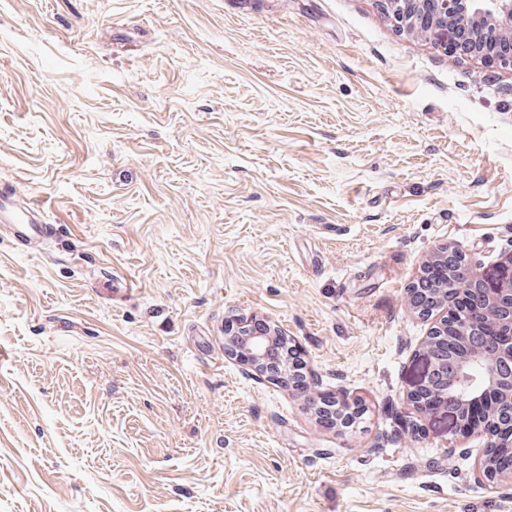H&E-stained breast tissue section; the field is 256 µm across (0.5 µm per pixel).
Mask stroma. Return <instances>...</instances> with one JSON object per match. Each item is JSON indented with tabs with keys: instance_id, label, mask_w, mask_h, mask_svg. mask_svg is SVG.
I'll list each match as a JSON object with an SVG mask.
<instances>
[{
	"instance_id": "stroma-1",
	"label": "stroma",
	"mask_w": 512,
	"mask_h": 512,
	"mask_svg": "<svg viewBox=\"0 0 512 512\" xmlns=\"http://www.w3.org/2000/svg\"><path fill=\"white\" fill-rule=\"evenodd\" d=\"M385 11L0 0V189L58 227L0 224V512H512L409 399L425 263L512 254V73ZM252 317L304 394L225 355Z\"/></svg>"
}]
</instances>
